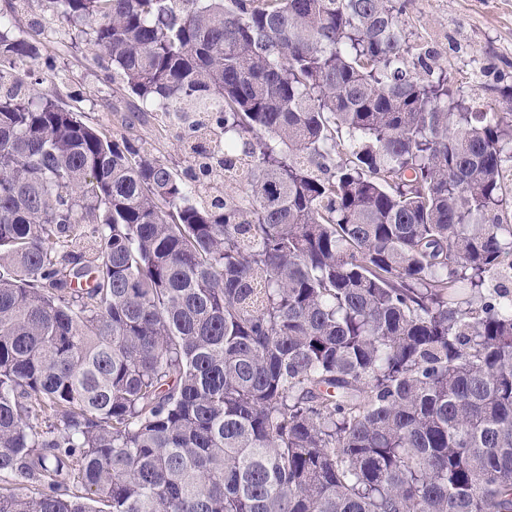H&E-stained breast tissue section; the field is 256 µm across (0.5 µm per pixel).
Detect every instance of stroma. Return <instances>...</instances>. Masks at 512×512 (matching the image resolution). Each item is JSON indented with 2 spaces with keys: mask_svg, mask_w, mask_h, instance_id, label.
I'll return each instance as SVG.
<instances>
[{
  "mask_svg": "<svg viewBox=\"0 0 512 512\" xmlns=\"http://www.w3.org/2000/svg\"><path fill=\"white\" fill-rule=\"evenodd\" d=\"M403 20L412 55L433 52L471 106L502 109L484 85L499 74L512 82V0H409ZM65 30L59 20L43 18L36 7L19 23L22 36L52 40L56 66L43 70V89L71 95L70 106L83 122L128 133L184 166L185 153L175 132L162 131L157 120L122 128L119 112L125 99L91 64L89 44L70 40Z\"/></svg>",
  "mask_w": 512,
  "mask_h": 512,
  "instance_id": "35a3bbf8",
  "label": "stroma"
}]
</instances>
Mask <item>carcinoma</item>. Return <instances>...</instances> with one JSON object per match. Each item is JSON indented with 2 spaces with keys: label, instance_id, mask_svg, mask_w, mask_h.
I'll return each mask as SVG.
<instances>
[{
  "label": "carcinoma",
  "instance_id": "obj_1",
  "mask_svg": "<svg viewBox=\"0 0 512 512\" xmlns=\"http://www.w3.org/2000/svg\"><path fill=\"white\" fill-rule=\"evenodd\" d=\"M5 2L0 512H512V113L408 0H38L182 169ZM34 20L40 21L39 24L31 22ZM60 22L56 18H43L37 2H34L29 14L19 22V31H16L28 39L45 41L44 37H48V40L54 41L49 49L56 57V67L42 71L43 89L59 92L64 103L77 112L83 122L146 142L149 147L155 148L158 156L165 157L179 169L184 167L185 153L175 131L163 132L158 121L152 118L142 124L136 123L132 129L122 128L120 116L124 112H112V104L118 110H123L130 99L122 98L115 90L112 94V83L105 82L100 71L89 61L90 45L78 39L72 42L65 34L66 23ZM70 92L75 94L76 99L66 97Z\"/></svg>",
  "mask_w": 512,
  "mask_h": 512
}]
</instances>
